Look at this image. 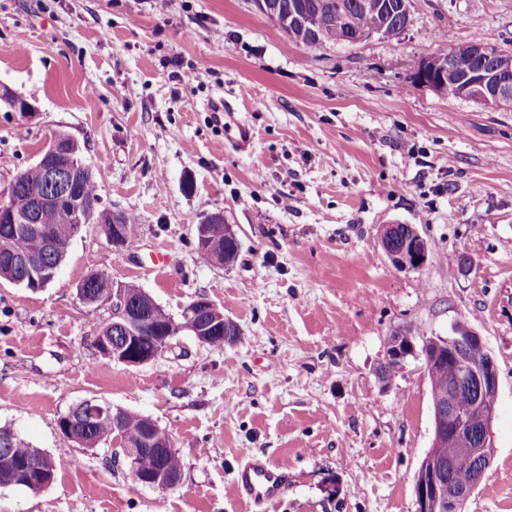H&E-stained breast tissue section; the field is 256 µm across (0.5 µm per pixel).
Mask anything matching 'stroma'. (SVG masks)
Listing matches in <instances>:
<instances>
[{
  "mask_svg": "<svg viewBox=\"0 0 512 512\" xmlns=\"http://www.w3.org/2000/svg\"><path fill=\"white\" fill-rule=\"evenodd\" d=\"M151 4L0 0V89L34 107L0 105V192L62 132L104 172L102 208L139 220L134 252L88 224L47 288L0 280V427L56 462L41 492L0 487V512H261L230 487L253 459L286 469L278 512H416L428 378L411 356L391 382L377 371L393 334L445 337L462 318L499 375L495 458L465 512H512V108L411 80L442 49L512 52V0H410L400 37L317 52L254 0ZM218 210L241 241L230 267L196 247ZM397 223L427 241L423 270L382 249ZM461 255L465 277L448 270ZM92 271L175 318L207 297L240 334L105 362L112 305L76 296ZM87 398L155 420L180 484L131 488L118 444L65 442L58 419Z\"/></svg>",
  "mask_w": 512,
  "mask_h": 512,
  "instance_id": "obj_1",
  "label": "stroma"
}]
</instances>
